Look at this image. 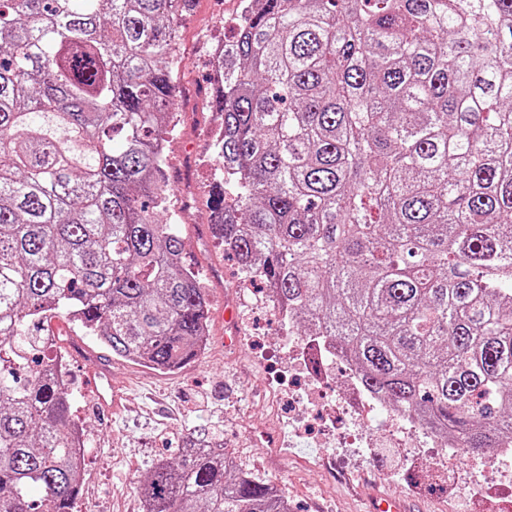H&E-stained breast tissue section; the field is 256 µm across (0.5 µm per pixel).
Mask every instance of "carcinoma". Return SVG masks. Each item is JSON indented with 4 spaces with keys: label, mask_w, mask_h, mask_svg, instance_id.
<instances>
[{
    "label": "carcinoma",
    "mask_w": 512,
    "mask_h": 512,
    "mask_svg": "<svg viewBox=\"0 0 512 512\" xmlns=\"http://www.w3.org/2000/svg\"><path fill=\"white\" fill-rule=\"evenodd\" d=\"M192 0H0V512H75L54 314L159 370L209 302L161 146ZM209 203L241 276L366 390L474 453L512 445V0H243ZM149 512H290L188 439Z\"/></svg>",
    "instance_id": "obj_1"
}]
</instances>
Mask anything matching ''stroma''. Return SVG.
<instances>
[{"instance_id": "1", "label": "stroma", "mask_w": 512, "mask_h": 512, "mask_svg": "<svg viewBox=\"0 0 512 512\" xmlns=\"http://www.w3.org/2000/svg\"><path fill=\"white\" fill-rule=\"evenodd\" d=\"M241 0H196L180 20V80L174 108L178 135L170 145L169 174L185 227L187 260L206 279L210 336L205 350L181 370L166 372L111 356L91 337H76L66 319H52L65 334L61 352L71 369L73 400L85 431L88 463L78 512H141L142 480L167 443L212 439L245 471L285 495L292 512H369L385 495L404 500L408 512H512V493L489 484L478 455L457 450L455 467L439 471L425 438L395 447L377 428L350 448H326L322 433L297 432L287 412L267 404L271 379L290 364L268 346L281 334L262 295H243L234 264L214 238L208 200L217 182L205 163L214 118L209 46L231 40ZM105 364L121 408L104 418L94 406L91 360ZM270 434L277 450L255 437Z\"/></svg>"}]
</instances>
